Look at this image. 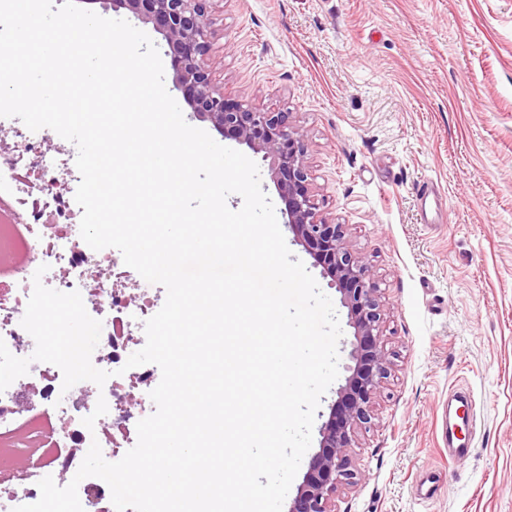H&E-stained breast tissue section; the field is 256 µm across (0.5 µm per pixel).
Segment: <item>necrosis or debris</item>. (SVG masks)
Listing matches in <instances>:
<instances>
[{"instance_id":"1","label":"necrosis or debris","mask_w":512,"mask_h":512,"mask_svg":"<svg viewBox=\"0 0 512 512\" xmlns=\"http://www.w3.org/2000/svg\"><path fill=\"white\" fill-rule=\"evenodd\" d=\"M19 251L26 253V260L0 276V339L13 355L29 356L34 340L21 325V313L32 293L35 271L47 265L43 284L62 292L79 291L88 314L102 323L92 363L110 374L102 389L108 412L94 428L85 427L82 420L92 414L93 404L79 400L75 390H63V374L57 366L32 363L27 375L0 393V472L14 478L10 490H0V512L38 501V482L43 477L64 484L65 474L81 464L80 449L91 443H99L104 455L115 457L121 443L136 441L127 406L119 399L121 383L115 372L126 362L125 336L147 313L139 299L109 283L97 297L87 296L90 262L116 265L115 248L93 250L75 231L64 233L54 224H0V262ZM31 385L39 389L38 401L26 397Z\"/></svg>"}]
</instances>
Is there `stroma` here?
Masks as SVG:
<instances>
[{"label":"stroma","instance_id":"stroma-1","mask_svg":"<svg viewBox=\"0 0 512 512\" xmlns=\"http://www.w3.org/2000/svg\"><path fill=\"white\" fill-rule=\"evenodd\" d=\"M210 40L225 92L307 130L320 210L375 270L394 366L336 512H512V0H219ZM284 238L332 299L349 364L340 293ZM458 396L462 467L445 437Z\"/></svg>","mask_w":512,"mask_h":512}]
</instances>
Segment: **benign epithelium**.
I'll return each instance as SVG.
<instances>
[{
  "label": "benign epithelium",
  "instance_id": "1",
  "mask_svg": "<svg viewBox=\"0 0 512 512\" xmlns=\"http://www.w3.org/2000/svg\"><path fill=\"white\" fill-rule=\"evenodd\" d=\"M214 0H112L162 34L175 72V83L198 118L226 139L263 154L276 185L288 227L331 277L341 293L354 329L347 367L350 375L337 391L321 428L319 450L311 457L288 512H336L338 489L356 485L362 473L351 449L357 431L371 423L375 399L384 388L392 362L386 349L385 313L370 262L350 244L345 225L320 212L308 177L307 131L288 112L253 108L224 93L211 76L207 60Z\"/></svg>",
  "mask_w": 512,
  "mask_h": 512
}]
</instances>
